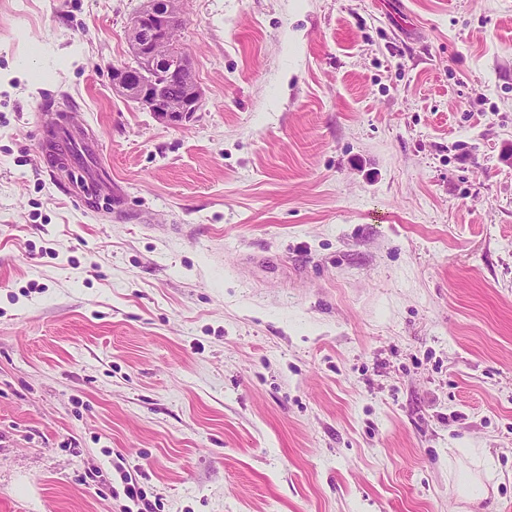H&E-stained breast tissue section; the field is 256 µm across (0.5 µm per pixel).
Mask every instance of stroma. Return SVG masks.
Returning <instances> with one entry per match:
<instances>
[{
    "mask_svg": "<svg viewBox=\"0 0 512 512\" xmlns=\"http://www.w3.org/2000/svg\"><path fill=\"white\" fill-rule=\"evenodd\" d=\"M183 3L172 128L143 0H0V512H512V0ZM180 18L179 0H144L130 21L128 44L135 65L111 70L114 90L170 127L182 126L203 105L190 57L174 37ZM167 88L177 89L179 98L170 99Z\"/></svg>",
    "mask_w": 512,
    "mask_h": 512,
    "instance_id": "obj_1",
    "label": "stroma"
}]
</instances>
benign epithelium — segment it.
<instances>
[{
	"mask_svg": "<svg viewBox=\"0 0 512 512\" xmlns=\"http://www.w3.org/2000/svg\"><path fill=\"white\" fill-rule=\"evenodd\" d=\"M181 18L179 0H143L132 17L128 40L134 65L112 67V88L170 127L187 122L203 105V94L192 72L191 61L174 37ZM175 88L172 100L166 89Z\"/></svg>",
	"mask_w": 512,
	"mask_h": 512,
	"instance_id": "benign-epithelium-1",
	"label": "benign epithelium"
}]
</instances>
